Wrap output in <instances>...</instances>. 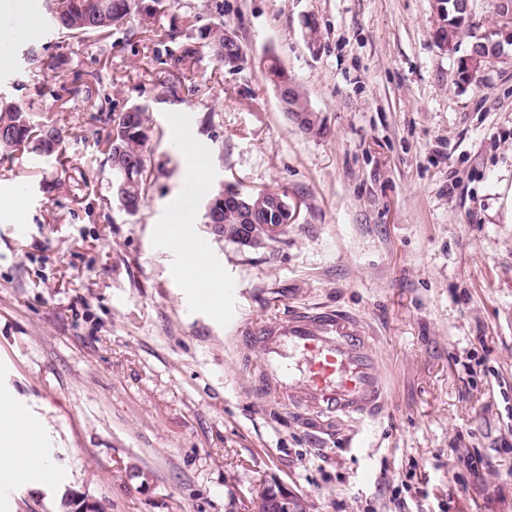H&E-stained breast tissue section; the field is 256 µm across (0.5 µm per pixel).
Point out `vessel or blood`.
Masks as SVG:
<instances>
[{"label": "vessel or blood", "instance_id": "obj_1", "mask_svg": "<svg viewBox=\"0 0 512 512\" xmlns=\"http://www.w3.org/2000/svg\"><path fill=\"white\" fill-rule=\"evenodd\" d=\"M246 341L264 356L260 392L277 393L289 406L329 419L381 416L387 381L374 340L355 316L294 311L280 323L254 325Z\"/></svg>", "mask_w": 512, "mask_h": 512}]
</instances>
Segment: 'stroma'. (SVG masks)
Wrapping results in <instances>:
<instances>
[{"instance_id":"stroma-1","label":"stroma","mask_w":512,"mask_h":512,"mask_svg":"<svg viewBox=\"0 0 512 512\" xmlns=\"http://www.w3.org/2000/svg\"><path fill=\"white\" fill-rule=\"evenodd\" d=\"M209 2L134 16L131 38L41 40L69 77L98 74L113 112L147 108L137 213L112 199L99 96L67 95L22 61L0 72V96L65 136L49 157L0 156V392L27 407L54 472L0 489V512H72L70 493L95 512H240L262 484L304 512H512L499 463L512 442V48L464 83L468 47L438 46L435 0H219L220 15ZM187 17L235 31L240 65L166 64ZM270 54L322 133L282 112ZM192 141L209 183L274 190L297 215L253 249L210 234L194 202L219 306L158 233ZM292 306L363 318L393 380L378 419L331 422L254 392L262 354L243 337ZM477 455L489 469L456 489Z\"/></svg>"}]
</instances>
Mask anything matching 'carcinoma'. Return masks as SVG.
I'll return each mask as SVG.
<instances>
[{
    "label": "carcinoma",
    "mask_w": 512,
    "mask_h": 512,
    "mask_svg": "<svg viewBox=\"0 0 512 512\" xmlns=\"http://www.w3.org/2000/svg\"><path fill=\"white\" fill-rule=\"evenodd\" d=\"M461 0H436L448 11V26L455 40L466 39L471 46H479L482 55L493 53L489 36L495 29L511 25L512 11H503L494 4L491 14L481 22H471L466 13L458 8ZM178 4V0H42V6L50 24L58 34L69 39L81 40L92 34H108L123 29L135 14L149 17ZM169 42L175 45L165 50L170 64L176 69L188 70L203 58L224 67L234 68L242 58V47L235 32L224 27V22L212 24L199 32L198 37L178 29L170 30ZM23 59L33 73L43 74L48 70L58 71L59 65L52 56H47L34 46L26 47ZM266 69L273 78L275 87L288 95V86L294 81L282 68L279 60L269 56L264 60ZM112 129L106 140L107 162L112 170V186H124V193L134 209H139L144 200L147 179V158L153 129L143 109L133 106L117 115L107 114ZM63 142L61 131L44 122L37 124L33 115L22 105L0 99V152L8 154L26 150L38 156H50ZM205 198L204 223L215 221L220 215L224 230L216 236L238 242L245 224H280L282 212L279 201L284 196L272 190L242 191L234 186L209 187Z\"/></svg>",
    "instance_id": "cac0c4a2"
}]
</instances>
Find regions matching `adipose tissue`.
Listing matches in <instances>:
<instances>
[{
    "label": "adipose tissue",
    "mask_w": 512,
    "mask_h": 512,
    "mask_svg": "<svg viewBox=\"0 0 512 512\" xmlns=\"http://www.w3.org/2000/svg\"><path fill=\"white\" fill-rule=\"evenodd\" d=\"M188 206H181L169 224L160 228L168 243L179 253L182 272L207 281L211 301L224 296L223 277L208 260L204 244L192 235L185 221ZM40 451L32 434L25 406L11 398L0 396V484H16L38 472L40 482H47L48 468L39 465Z\"/></svg>",
    "instance_id": "adipose-tissue-1"
}]
</instances>
